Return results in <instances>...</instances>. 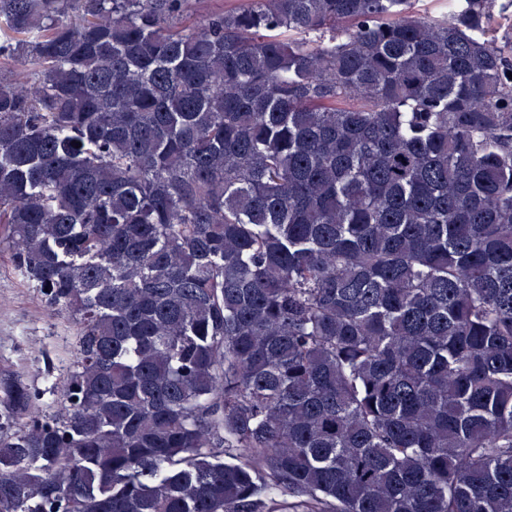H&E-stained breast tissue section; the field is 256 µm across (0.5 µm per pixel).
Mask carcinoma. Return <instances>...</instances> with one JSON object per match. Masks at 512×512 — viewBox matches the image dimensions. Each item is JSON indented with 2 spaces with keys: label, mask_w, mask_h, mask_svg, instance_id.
<instances>
[{
  "label": "carcinoma",
  "mask_w": 512,
  "mask_h": 512,
  "mask_svg": "<svg viewBox=\"0 0 512 512\" xmlns=\"http://www.w3.org/2000/svg\"><path fill=\"white\" fill-rule=\"evenodd\" d=\"M0 0V512H512L500 0ZM190 13L194 21L200 22L211 15L223 13L243 5V0H190ZM76 336L73 324L51 315L39 288L0 252V378L19 376L37 394L43 412L56 411Z\"/></svg>",
  "instance_id": "carcinoma-1"
}]
</instances>
